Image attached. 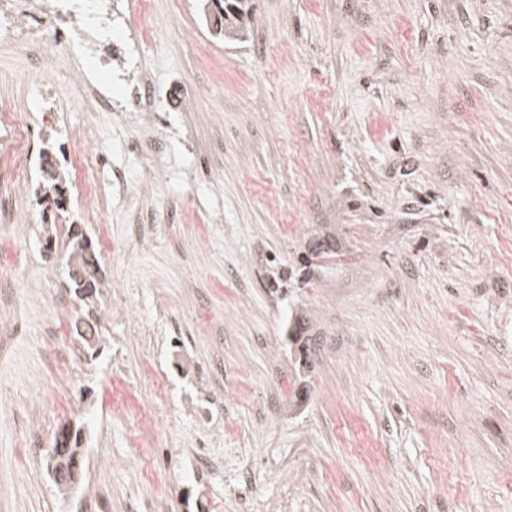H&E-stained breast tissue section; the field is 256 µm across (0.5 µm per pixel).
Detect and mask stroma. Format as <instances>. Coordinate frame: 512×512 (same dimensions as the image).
I'll return each instance as SVG.
<instances>
[{"instance_id":"1","label":"stroma","mask_w":512,"mask_h":512,"mask_svg":"<svg viewBox=\"0 0 512 512\" xmlns=\"http://www.w3.org/2000/svg\"><path fill=\"white\" fill-rule=\"evenodd\" d=\"M133 70L162 96L157 123L75 109L35 129L34 154L83 151L112 131L111 167L140 173L104 224L82 204L53 219L37 181L0 224L25 268L0 301V512H122L167 474V512H512V0H253L247 42H227L198 0H149ZM25 49L0 42V97L31 95ZM166 140L154 158L128 150ZM178 202L177 224L129 236L131 209ZM121 246L101 256L100 305H85L47 252L70 224ZM94 315L69 372L48 362L56 322ZM216 361L208 419L194 366ZM169 400L148 447L139 411ZM80 434L82 479L61 495L45 457ZM39 448L23 454L28 431ZM209 442L210 487L183 455Z\"/></svg>"}]
</instances>
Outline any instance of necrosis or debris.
<instances>
[{"label":"necrosis or debris","instance_id":"1","mask_svg":"<svg viewBox=\"0 0 512 512\" xmlns=\"http://www.w3.org/2000/svg\"><path fill=\"white\" fill-rule=\"evenodd\" d=\"M40 11H31L27 0H0V41L22 45L31 52L27 73L35 93L32 107L42 112L44 123L50 124L60 112L82 108L88 112H113L125 116L129 112H148L159 90L149 78H141L127 87L122 98L115 99L92 86L83 78L70 75L49 77V59L74 53L76 49L99 51V65L111 69L112 60L121 48L97 39L98 31L107 29L104 0H41ZM0 126L7 128L13 140L9 151L0 155V176L24 177L31 168L29 146L31 130L24 125L11 104L0 105ZM108 157L104 144L91 139L83 153L71 158L65 180L83 200L86 218L95 222L108 213L111 197L85 181L86 168H100Z\"/></svg>","mask_w":512,"mask_h":512}]
</instances>
